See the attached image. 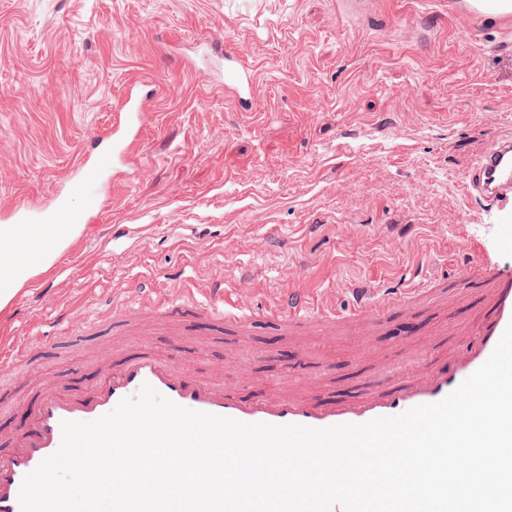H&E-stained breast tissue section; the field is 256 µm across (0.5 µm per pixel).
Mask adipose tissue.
<instances>
[{"instance_id":"ef3b65f1","label":"adipose tissue","mask_w":512,"mask_h":512,"mask_svg":"<svg viewBox=\"0 0 512 512\" xmlns=\"http://www.w3.org/2000/svg\"><path fill=\"white\" fill-rule=\"evenodd\" d=\"M38 233L44 249L28 253L27 256H19L10 250L0 251V270H9L15 277L17 285L28 282L35 270L50 264L56 256L51 244L55 240V228L50 224H1L0 237L14 240L20 244H28L31 233Z\"/></svg>"}]
</instances>
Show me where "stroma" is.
<instances>
[{
	"instance_id": "stroma-1",
	"label": "stroma",
	"mask_w": 512,
	"mask_h": 512,
	"mask_svg": "<svg viewBox=\"0 0 512 512\" xmlns=\"http://www.w3.org/2000/svg\"><path fill=\"white\" fill-rule=\"evenodd\" d=\"M0 0V209L51 207L97 152L127 87L161 85L103 203L63 256L0 308V340L46 342L0 362V438L42 389L81 385L142 336L171 353L166 325L112 324L115 301L151 306L173 288L240 284L247 336L183 313L207 339L194 365L244 373L256 394L321 373L342 393L363 343L393 360L448 340L474 314L472 289L367 327L288 335L266 307L283 289L343 309L356 284L434 283L484 256L512 268V206L469 196L465 176L512 136V16L464 29L462 0ZM231 39L257 75L242 111L206 71L198 40ZM68 317L75 340L58 337Z\"/></svg>"
}]
</instances>
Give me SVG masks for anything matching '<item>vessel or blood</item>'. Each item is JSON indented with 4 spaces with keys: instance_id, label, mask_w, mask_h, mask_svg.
I'll list each match as a JSON object with an SVG mask.
<instances>
[{
    "instance_id": "vessel-or-blood-1",
    "label": "vessel or blood",
    "mask_w": 512,
    "mask_h": 512,
    "mask_svg": "<svg viewBox=\"0 0 512 512\" xmlns=\"http://www.w3.org/2000/svg\"><path fill=\"white\" fill-rule=\"evenodd\" d=\"M218 78L225 89L234 93L239 105H246L256 78L252 70L241 65L235 48L228 46L222 50ZM143 110L140 97L126 96L119 105L118 122L108 136L107 146L92 160L80 162L67 192L56 195L53 222L59 227V241L70 237L74 222L66 211L69 197L80 195L98 201L105 174L123 158L126 138L140 129ZM466 186L470 194L487 200L512 198L511 139H497L487 145L471 165ZM45 219L42 209L14 207L0 220L7 224H41ZM469 271L483 279L480 299L490 307V315L473 324L455 326L457 341L449 345L447 354L427 353L421 362L391 380L368 376L348 397L324 398L298 385L272 391L260 399H248L226 385L223 377L201 376L173 357L157 355L146 345L120 361L103 365L89 397L74 394L67 385L45 387L31 425L11 435L8 448L0 451V512H20L18 497L23 478L58 450L62 422L96 420L145 383L175 404L195 411L245 423L314 428L363 424L442 400L486 362L512 323V269L502 270L475 261ZM352 292L353 306L340 311L309 295L291 291L276 301L269 315L289 328L309 324L329 329L342 324L363 326L377 317L423 302L434 294L435 288L411 279L397 292L362 286L353 287ZM181 301L201 302L203 308L219 312L229 323L244 321L243 312L230 301L227 284L221 279L213 281L200 294L185 289Z\"/></svg>"
}]
</instances>
